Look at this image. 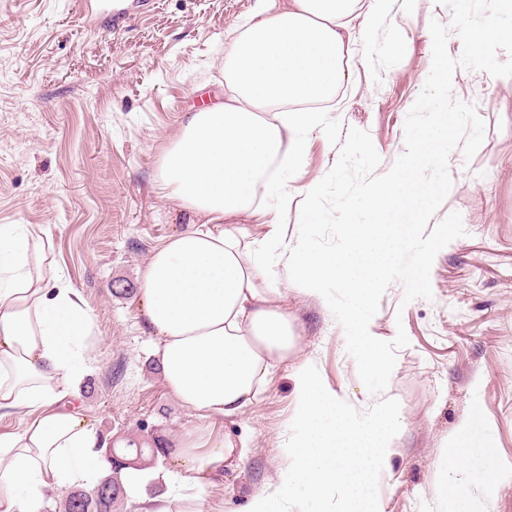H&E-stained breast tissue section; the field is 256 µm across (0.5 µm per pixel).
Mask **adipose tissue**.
Returning <instances> with one entry per match:
<instances>
[{
    "instance_id": "ef3b65f1",
    "label": "adipose tissue",
    "mask_w": 512,
    "mask_h": 512,
    "mask_svg": "<svg viewBox=\"0 0 512 512\" xmlns=\"http://www.w3.org/2000/svg\"><path fill=\"white\" fill-rule=\"evenodd\" d=\"M384 2L258 0L224 56L233 96L186 113L162 159L164 188L202 222L151 254L142 316L169 391L199 424L172 450L179 500L144 492L140 512H180L179 501L202 500L235 450L216 421L241 414L287 359L293 336L287 311L274 299L278 266L311 291L324 279H344L357 301L350 312L355 339L367 345L372 291L440 191L417 172L445 155L453 133L446 52H439L432 77L437 93L427 100L433 126L411 133L406 164L369 199V222L348 223L345 253L285 254L278 238H252L230 218L257 215L260 192L305 149L299 118L282 105L334 93L352 20L371 18ZM92 328L81 296L60 282L50 232L1 224L0 411L25 414L26 422L0 434V512H42L46 491L93 486L105 468V440L78 409L61 406Z\"/></svg>"
}]
</instances>
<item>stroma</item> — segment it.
I'll return each instance as SVG.
<instances>
[{
  "instance_id": "obj_1",
  "label": "stroma",
  "mask_w": 512,
  "mask_h": 512,
  "mask_svg": "<svg viewBox=\"0 0 512 512\" xmlns=\"http://www.w3.org/2000/svg\"><path fill=\"white\" fill-rule=\"evenodd\" d=\"M125 20L78 13L75 0H0V224L50 230L59 274L93 321L77 405L107 439L141 426L177 440L197 419L167 388L140 314L142 276L155 248L194 217L159 184L165 151L186 113L224 99V50L257 0H132ZM445 0H391L368 31L353 27L346 76L334 95L305 105L304 156L260 194L251 237H298L301 187L338 159L348 128L369 131L387 171L403 153L404 122L431 70V20ZM448 109L455 124L442 162L420 169L447 192L428 204L415 236L396 249L373 292L369 331L390 372L373 375L352 340L355 301L343 282L311 292L284 275L275 300L290 321L287 360L257 401L225 419L244 443L203 512H243L278 490L290 466L283 446L308 362L357 410L400 403V432L384 461L385 512H448L438 472L459 426L481 413L484 430L463 465L447 469L459 512H512V480L487 492L494 469L512 472V86L483 71L456 70ZM291 192L282 205V192ZM455 229L443 247V225ZM431 268L427 287L406 273ZM130 284L127 296L112 285Z\"/></svg>"
}]
</instances>
